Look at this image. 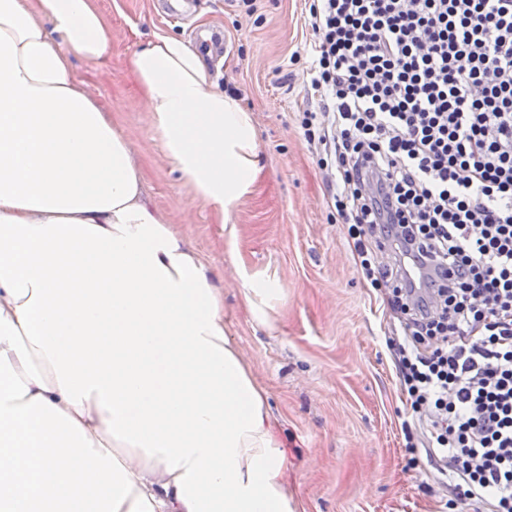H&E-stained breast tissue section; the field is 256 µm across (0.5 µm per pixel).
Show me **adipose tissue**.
Wrapping results in <instances>:
<instances>
[{
	"label": "adipose tissue",
	"mask_w": 512,
	"mask_h": 512,
	"mask_svg": "<svg viewBox=\"0 0 512 512\" xmlns=\"http://www.w3.org/2000/svg\"><path fill=\"white\" fill-rule=\"evenodd\" d=\"M111 53L96 0H0V512H73L80 479L82 512H301L223 288L76 71ZM132 69L173 168L229 213L261 175L251 112L179 36Z\"/></svg>",
	"instance_id": "adipose-tissue-1"
}]
</instances>
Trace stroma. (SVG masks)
Here are the masks:
<instances>
[{"instance_id":"obj_1","label":"stroma","mask_w":512,"mask_h":512,"mask_svg":"<svg viewBox=\"0 0 512 512\" xmlns=\"http://www.w3.org/2000/svg\"><path fill=\"white\" fill-rule=\"evenodd\" d=\"M97 4L112 55L78 72L124 132L149 198L222 284L230 337L290 445L289 493L305 512H496L490 499L457 501L454 479L407 445L417 420L391 348L406 339L404 317L391 287L362 276L299 124L317 107L303 84L312 36L304 0H257L250 15L241 0H195L183 21L152 0ZM213 25L227 50L207 63L252 112L262 168L253 193L225 216L173 169L130 66L154 36L188 40Z\"/></svg>"}]
</instances>
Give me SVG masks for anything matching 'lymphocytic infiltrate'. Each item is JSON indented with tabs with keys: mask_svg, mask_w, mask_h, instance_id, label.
I'll use <instances>...</instances> for the list:
<instances>
[{
	"mask_svg": "<svg viewBox=\"0 0 512 512\" xmlns=\"http://www.w3.org/2000/svg\"><path fill=\"white\" fill-rule=\"evenodd\" d=\"M307 19L300 127L363 275L401 280L421 445L458 500L512 512V0H310Z\"/></svg>",
	"mask_w": 512,
	"mask_h": 512,
	"instance_id": "1",
	"label": "lymphocytic infiltrate"
}]
</instances>
